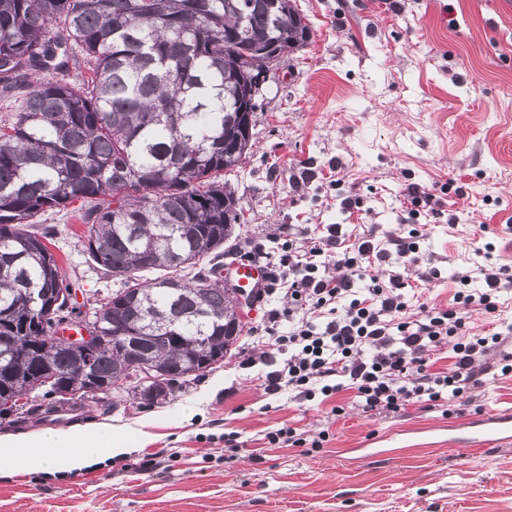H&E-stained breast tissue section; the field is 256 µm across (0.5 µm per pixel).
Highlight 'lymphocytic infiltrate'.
Listing matches in <instances>:
<instances>
[{"mask_svg":"<svg viewBox=\"0 0 512 512\" xmlns=\"http://www.w3.org/2000/svg\"><path fill=\"white\" fill-rule=\"evenodd\" d=\"M417 238L412 229L379 247L368 239L350 242L338 224L313 236L292 224L276 258H268L263 245L250 249L249 259L268 262L267 295L287 300L259 326V343L280 358L277 369L265 375L267 393L285 391L311 401L350 390L369 415L395 413L419 401L451 407L467 402L478 383L477 361L512 335V323L498 322L486 335L473 336L457 308L495 312L498 293L512 288V266L492 262L493 247L485 245L480 287H472L470 274H459L452 306L424 304L410 316L412 283L430 276L420 272L411 280L390 264L399 257L405 268L415 265ZM385 267L390 273L384 279L378 272ZM447 341L451 365L429 372L430 352Z\"/></svg>","mask_w":512,"mask_h":512,"instance_id":"obj_1","label":"lymphocytic infiltrate"}]
</instances>
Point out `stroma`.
<instances>
[{"mask_svg": "<svg viewBox=\"0 0 512 512\" xmlns=\"http://www.w3.org/2000/svg\"><path fill=\"white\" fill-rule=\"evenodd\" d=\"M311 29L263 85L250 157L228 176L245 224L224 248L279 253L291 224L376 225L378 240L420 229L421 300L448 307L485 243L512 266V0H296ZM466 188L457 223L410 220L405 185ZM364 209L349 212L351 196ZM79 311L122 288L86 262L77 207L38 216ZM265 306L244 311L224 360L144 405L137 383L81 397L79 424L147 433L144 447L65 477L0 476V512H512V442L458 452L449 425L512 416V375L486 373L457 416L415 403L373 417L348 395L314 406L266 394L270 364H246ZM342 405L346 414L332 408ZM321 447L277 448L284 424ZM236 433L241 449L225 447ZM162 452L152 470L123 463Z\"/></svg>", "mask_w": 512, "mask_h": 512, "instance_id": "obj_1", "label": "stroma"}]
</instances>
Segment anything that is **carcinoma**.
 <instances>
[{"label": "carcinoma", "instance_id": "cac0c4a2", "mask_svg": "<svg viewBox=\"0 0 512 512\" xmlns=\"http://www.w3.org/2000/svg\"><path fill=\"white\" fill-rule=\"evenodd\" d=\"M311 29L297 9L278 13L264 0H0V99L19 102L0 122V336L20 345L0 357V394L23 392L27 378L72 382L79 365L58 342L53 321L72 297L47 236L26 225L49 210L87 205V261L119 276L136 297L101 305L108 339L91 369L106 390L136 364L162 369L167 394L202 349L162 331L184 316L183 336L224 348L236 304L199 270L173 297L165 284L194 269L244 223L239 198L220 173L251 153L224 159L236 140L233 76L254 65L251 48L278 35L280 55L303 47ZM124 200L112 208L113 196ZM164 275L142 282L138 273ZM57 294L54 308L30 305V291ZM135 331L130 355L115 332Z\"/></svg>", "mask_w": 512, "mask_h": 512}]
</instances>
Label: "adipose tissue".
<instances>
[{"label":"adipose tissue","instance_id":"adipose-tissue-1","mask_svg":"<svg viewBox=\"0 0 512 512\" xmlns=\"http://www.w3.org/2000/svg\"><path fill=\"white\" fill-rule=\"evenodd\" d=\"M131 445L128 433L98 424L0 436V451L22 449L23 454L15 466L29 474L54 472L57 460L62 457L66 458L70 469L80 470L121 455Z\"/></svg>","mask_w":512,"mask_h":512}]
</instances>
